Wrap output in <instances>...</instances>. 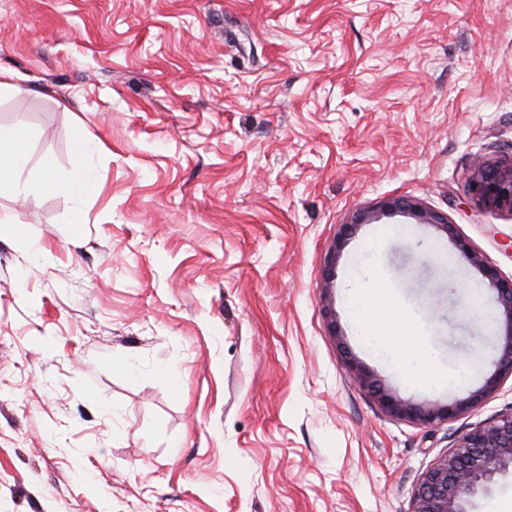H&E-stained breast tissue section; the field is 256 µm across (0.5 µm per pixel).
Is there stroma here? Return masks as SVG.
<instances>
[{"label": "stroma", "instance_id": "stroma-1", "mask_svg": "<svg viewBox=\"0 0 512 512\" xmlns=\"http://www.w3.org/2000/svg\"><path fill=\"white\" fill-rule=\"evenodd\" d=\"M0 68L29 162L0 188V512H409L512 378L433 425L384 412L493 372L495 292L432 226L353 213L408 196L512 277V212L473 162L512 153V0H0ZM88 196H47L75 164ZM420 334L417 385L357 326V268ZM332 306L342 340L330 336ZM84 135L79 133L75 156V167L69 176H60L52 168H46L41 178V189L47 195L92 194L96 184L85 180L80 173L83 158ZM409 344L397 348V356L402 359H413L418 362L419 369L416 379L420 383H430L442 378L433 363V352L420 336H411Z\"/></svg>", "mask_w": 512, "mask_h": 512}]
</instances>
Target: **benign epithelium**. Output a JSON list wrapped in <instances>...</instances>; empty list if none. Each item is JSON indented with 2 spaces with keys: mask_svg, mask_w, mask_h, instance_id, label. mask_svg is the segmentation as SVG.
Listing matches in <instances>:
<instances>
[{
  "mask_svg": "<svg viewBox=\"0 0 512 512\" xmlns=\"http://www.w3.org/2000/svg\"><path fill=\"white\" fill-rule=\"evenodd\" d=\"M471 200L486 209L512 212V158L503 161L479 159L469 183ZM401 216L418 224H430L451 238L470 265L478 268L497 292L500 326L499 355L493 373L484 384L449 404L414 405L399 398L385 380L371 372L355 357H347L349 369L386 413L432 424L466 413L493 393L501 380L512 377V278H505L484 256L458 236L448 217L405 196L387 197L376 206L356 212L341 225L336 241L326 255L328 277L334 278L337 260L346 241L362 224L378 223ZM512 473V412L489 419L458 436L453 447L436 457L421 474L409 512H471L474 498L488 490L498 478Z\"/></svg>",
  "mask_w": 512,
  "mask_h": 512,
  "instance_id": "benign-epithelium-1",
  "label": "benign epithelium"
}]
</instances>
